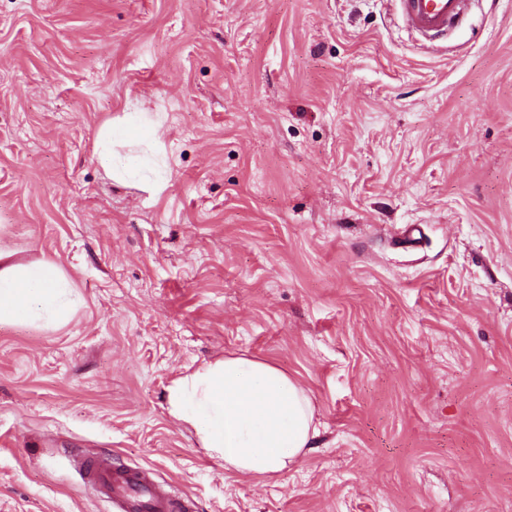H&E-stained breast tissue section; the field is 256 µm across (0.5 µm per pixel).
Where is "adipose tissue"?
<instances>
[{"label":"adipose tissue","mask_w":512,"mask_h":512,"mask_svg":"<svg viewBox=\"0 0 512 512\" xmlns=\"http://www.w3.org/2000/svg\"><path fill=\"white\" fill-rule=\"evenodd\" d=\"M72 306L69 282L54 264L0 268V321L60 323ZM168 411L225 470L245 476L282 473L319 434L301 383L253 357L230 356L179 378Z\"/></svg>","instance_id":"1"}]
</instances>
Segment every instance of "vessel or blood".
I'll return each instance as SVG.
<instances>
[{"label":"vessel or blood","mask_w":512,"mask_h":512,"mask_svg":"<svg viewBox=\"0 0 512 512\" xmlns=\"http://www.w3.org/2000/svg\"><path fill=\"white\" fill-rule=\"evenodd\" d=\"M401 17L409 31L425 44L448 37L471 9L472 0H398ZM84 483L109 500L116 512H191L188 496L177 494L158 482L150 469L113 467L102 455L79 460Z\"/></svg>","instance_id":"vessel-or-blood-1"}]
</instances>
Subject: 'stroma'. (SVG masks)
<instances>
[{
    "mask_svg": "<svg viewBox=\"0 0 512 512\" xmlns=\"http://www.w3.org/2000/svg\"><path fill=\"white\" fill-rule=\"evenodd\" d=\"M135 112L158 192L96 152ZM0 254L75 300L0 323V512H113L95 454L194 512H512V0L438 53L394 0H0ZM242 354L319 422L272 477L168 412Z\"/></svg>",
    "mask_w": 512,
    "mask_h": 512,
    "instance_id": "1",
    "label": "stroma"
}]
</instances>
